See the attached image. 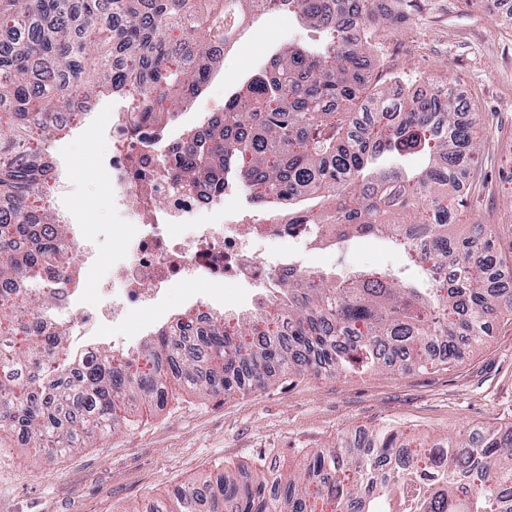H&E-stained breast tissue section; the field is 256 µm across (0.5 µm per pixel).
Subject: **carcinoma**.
Returning <instances> with one entry per match:
<instances>
[{"label":"carcinoma","instance_id":"cac0c4a2","mask_svg":"<svg viewBox=\"0 0 512 512\" xmlns=\"http://www.w3.org/2000/svg\"><path fill=\"white\" fill-rule=\"evenodd\" d=\"M135 2L0 0V31L12 35L0 48V445L20 430L25 449L52 458L80 447L84 433H114L130 422L125 403L166 397L161 352L182 385L231 396L278 374L450 364L460 343L493 334V315L512 314V288L491 286L512 280L493 251V225L448 235L478 161L461 112L473 105L440 87L421 97L370 88L362 45L379 47L404 15L382 16L377 0H143L144 11ZM260 11L292 13L330 37L273 53L234 89L224 124L206 141H183L178 180L205 177L222 190L228 173L253 204L280 207L292 224H326L338 243L386 238L434 287L386 271H316L277 288L288 298L284 335L259 331V307L230 331L216 318L198 345L161 328L135 358L104 351L73 368L56 362L65 332L47 321L42 289L63 279L53 267L60 245L32 232L55 223L32 200L54 178L42 157L58 115L85 112L117 88L142 120L193 98ZM421 154L419 171L380 163ZM308 199L320 209L300 207ZM319 503L323 512H512V426L433 439L363 430L271 481L219 471L151 512H316Z\"/></svg>","mask_w":512,"mask_h":512}]
</instances>
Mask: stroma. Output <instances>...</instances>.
Returning a JSON list of instances; mask_svg holds the SVG:
<instances>
[{"label":"stroma","instance_id":"35a3bbf8","mask_svg":"<svg viewBox=\"0 0 512 512\" xmlns=\"http://www.w3.org/2000/svg\"><path fill=\"white\" fill-rule=\"evenodd\" d=\"M512 14L498 0H407L403 20L385 33L376 58L380 83L425 76L453 82L478 105L479 178L486 196L469 195L462 236L470 224L495 227L494 247L512 268ZM312 38L294 17L271 13L225 52L220 71L201 95L179 104L173 123L202 121L211 103L277 49ZM109 145L95 131H62L51 144L68 167V194L78 210L67 223L100 238L103 263L112 260L118 217L108 198L110 177L100 166ZM324 271L368 267L405 270L402 248L362 237L343 248L300 252ZM481 425H512V316L499 318L484 342L463 346L457 361L428 370L344 376L288 377L261 391L207 395L170 384L163 405L137 404L128 426L87 440L46 461L19 440L0 446V512H147L174 489L210 472L255 473L278 461L281 471L304 456L362 429L396 427L440 437Z\"/></svg>","mask_w":512,"mask_h":512}]
</instances>
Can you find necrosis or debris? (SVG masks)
<instances>
[{
  "instance_id": "1",
  "label": "necrosis or debris",
  "mask_w": 512,
  "mask_h": 512,
  "mask_svg": "<svg viewBox=\"0 0 512 512\" xmlns=\"http://www.w3.org/2000/svg\"><path fill=\"white\" fill-rule=\"evenodd\" d=\"M103 136L111 148L101 163L111 176L112 210L123 239L104 265L98 238L71 227L62 237L63 261L75 263L80 274L53 291L54 316L65 324L80 359L97 355L98 340L109 326L163 311L176 286L248 288L256 303L269 298L283 277L308 273L292 250H315L314 225L285 224L275 217L239 220L225 210L233 194L229 187L217 193L200 181L191 191L173 192L171 167L179 137L165 116H154L137 129L130 113L116 108ZM271 245L281 249L274 262L263 253Z\"/></svg>"
}]
</instances>
